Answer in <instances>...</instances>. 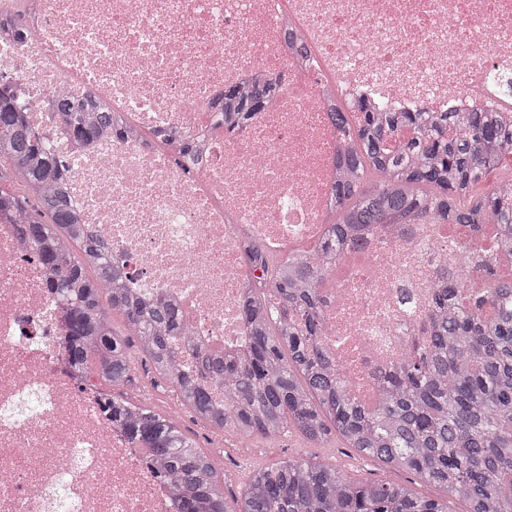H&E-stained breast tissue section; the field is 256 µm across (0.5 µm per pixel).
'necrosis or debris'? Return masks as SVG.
<instances>
[{
  "instance_id": "1",
  "label": "necrosis or debris",
  "mask_w": 512,
  "mask_h": 512,
  "mask_svg": "<svg viewBox=\"0 0 512 512\" xmlns=\"http://www.w3.org/2000/svg\"><path fill=\"white\" fill-rule=\"evenodd\" d=\"M279 79L273 104L233 138L210 106L228 82ZM0 75L64 170L85 229L100 234L121 283L175 304L171 343L235 353L241 305L259 273L256 243L282 255L324 236L342 146L327 112L364 96L409 112L512 113V0H0ZM63 96L118 113L121 135L75 144ZM195 138L205 160L183 161ZM497 227L379 224L340 254L319 288L322 345L351 392L375 402L377 377L427 335L448 272L480 293ZM22 225L0 219V512H177L155 476L77 381L65 312Z\"/></svg>"
}]
</instances>
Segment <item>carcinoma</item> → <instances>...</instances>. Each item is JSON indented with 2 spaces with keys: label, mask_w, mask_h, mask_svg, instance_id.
I'll return each instance as SVG.
<instances>
[{
  "label": "carcinoma",
  "mask_w": 512,
  "mask_h": 512,
  "mask_svg": "<svg viewBox=\"0 0 512 512\" xmlns=\"http://www.w3.org/2000/svg\"><path fill=\"white\" fill-rule=\"evenodd\" d=\"M278 81L265 75L228 84L218 97L224 131L246 129L265 110ZM74 137L88 139L115 113L92 104L56 103ZM331 121L341 136L344 165L333 190L326 234L314 252L276 260L246 249L262 271L243 303L247 354L225 362L195 352L199 368L224 386V406L181 368L170 336L177 311L145 305L114 281L102 242L87 234L58 187L56 157L31 132L0 80V215L24 225L36 255L66 306L70 368L116 388L131 383L129 339L112 329L109 311L181 403L217 429L268 436L285 425L308 440L347 447L389 469L415 473L440 487L443 500L400 484L360 485L333 466L281 461L258 472L244 499L217 488L210 457L171 418L146 404L103 394V408L130 439L154 445L159 477L174 486L179 512H448L462 497L468 512H512V278L494 273L489 295L464 297L462 272L436 285L430 335L384 376L376 406L353 396L320 347L319 281L333 259L364 241L374 224H502L512 232V204L484 182L512 158V121L500 112H383L365 102L336 103ZM107 295L111 309L101 303Z\"/></svg>",
  "instance_id": "obj_1"
}]
</instances>
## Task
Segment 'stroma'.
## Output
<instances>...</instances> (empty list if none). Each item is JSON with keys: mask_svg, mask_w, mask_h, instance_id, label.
<instances>
[{"mask_svg": "<svg viewBox=\"0 0 512 512\" xmlns=\"http://www.w3.org/2000/svg\"><path fill=\"white\" fill-rule=\"evenodd\" d=\"M131 375L133 381L130 394L153 391L151 407L160 413H169L171 404L168 396L172 388L156 378L151 368L143 362L140 353L132 355ZM177 422L183 432L193 438L205 453L214 457L220 470L218 481L223 484L224 492L228 495L241 496L259 470L282 460L294 459L337 467L350 480L358 483H402L417 495L432 499L444 497L440 488L410 473L389 470L377 459L359 455L340 441L321 448L294 429L285 434L245 438L231 431L223 433L205 427L201 420L184 409L180 410Z\"/></svg>", "mask_w": 512, "mask_h": 512, "instance_id": "stroma-1", "label": "stroma"}]
</instances>
